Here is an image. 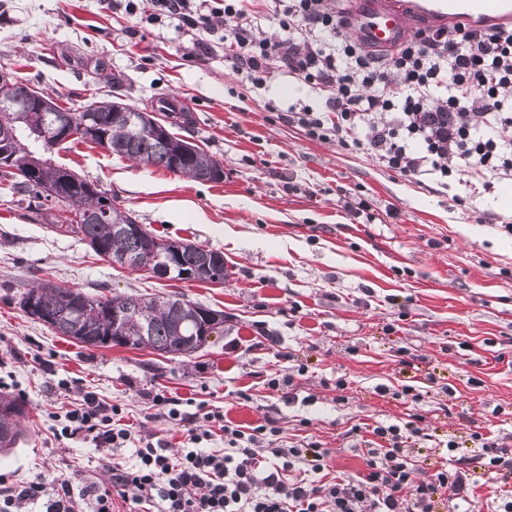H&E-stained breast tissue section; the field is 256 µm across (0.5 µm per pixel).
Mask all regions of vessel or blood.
Wrapping results in <instances>:
<instances>
[{
  "label": "vessel or blood",
  "instance_id": "obj_1",
  "mask_svg": "<svg viewBox=\"0 0 512 512\" xmlns=\"http://www.w3.org/2000/svg\"><path fill=\"white\" fill-rule=\"evenodd\" d=\"M355 37L368 46L397 51L416 25L489 29L512 24V0H346Z\"/></svg>",
  "mask_w": 512,
  "mask_h": 512
}]
</instances>
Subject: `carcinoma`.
I'll return each instance as SVG.
<instances>
[{"label": "carcinoma", "mask_w": 512, "mask_h": 512, "mask_svg": "<svg viewBox=\"0 0 512 512\" xmlns=\"http://www.w3.org/2000/svg\"><path fill=\"white\" fill-rule=\"evenodd\" d=\"M54 109L61 128H71L68 143L91 142L138 165L157 167L198 182H219L224 168L195 143L167 129L146 122L143 111L118 100H92L80 108L64 109L55 98L40 93ZM94 115L89 133L82 129L86 113ZM31 133L17 127L0 135V175L8 179L11 195L35 203H56L69 216L58 219L56 228L85 241L93 252L112 265L135 269L127 261L139 257L143 242L150 237L160 244H176L177 268L171 278L201 283L224 282V254L190 240L176 241L156 235L147 227L133 232L138 223L134 212L116 198L98 189L71 170L54 164L45 153L29 148ZM37 168L29 176L25 169ZM20 305L30 317L54 332L87 347L122 345L112 339V322L120 320L122 333L133 338L135 349H149L161 356L190 357L207 343V321H218L217 334L224 333V312L179 297L125 295L95 297L74 288L39 282L23 293ZM25 405L0 393V449L16 444L22 435Z\"/></svg>", "instance_id": "1"}]
</instances>
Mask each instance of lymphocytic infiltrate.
<instances>
[{"mask_svg": "<svg viewBox=\"0 0 512 512\" xmlns=\"http://www.w3.org/2000/svg\"><path fill=\"white\" fill-rule=\"evenodd\" d=\"M125 0V11L154 25L169 21L189 33L181 46L193 61L223 44L228 60L252 88L272 72L309 85L322 103L289 106L288 127L308 138L337 142L376 166L416 182L492 188L512 181V26L491 32L447 28L411 34L394 55L366 48L348 31L345 0ZM57 389L75 399L51 419L61 435L91 439L99 452L123 447L131 434L120 405L92 392ZM159 413L182 424L191 450L176 452L139 438L134 461L113 463L108 487L88 483L94 512H112L114 499L156 512H436L439 501H467L473 464L512 473V449L473 432L470 454L445 444L452 468L412 479L409 441L423 435V415L379 423L365 440V469L333 483L320 479L330 455L317 441L286 443L278 419L232 424L218 410L182 413L161 391L148 392ZM224 445L207 447L214 430ZM81 512L70 481L0 479V512Z\"/></svg>", "mask_w": 512, "mask_h": 512, "instance_id": "f902f5d3", "label": "lymphocytic infiltrate"}]
</instances>
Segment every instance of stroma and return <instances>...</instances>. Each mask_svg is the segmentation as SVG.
<instances>
[{
    "label": "stroma",
    "mask_w": 512,
    "mask_h": 512,
    "mask_svg": "<svg viewBox=\"0 0 512 512\" xmlns=\"http://www.w3.org/2000/svg\"><path fill=\"white\" fill-rule=\"evenodd\" d=\"M173 25L141 26L116 0H0V71L21 77L68 107L117 93L142 111L158 98L191 113L187 139L224 167L221 182H196L134 165L89 144L61 145L55 164L99 184L136 212L141 224L224 255L218 284L175 282L100 260L50 215L0 190V380L22 395L26 435L0 451V474L105 478L106 460L91 441L52 434L49 415L68 405L54 381L75 379L120 404L125 423L182 447L186 436L158 419L143 393L167 396L226 419L256 425L277 418L290 441H320L330 476L363 471L346 431L405 420L409 405L376 392L434 376L455 399L420 405L432 441L420 442L415 479L443 464L434 441L466 445L471 432L512 437V217L502 185L470 190L417 185L334 142L308 139L278 114L319 100L310 87L274 74L251 91L223 52L185 61ZM106 68L117 85L100 82ZM347 193L367 199L378 221L361 224L339 207ZM47 280L87 294L177 292L224 313V332L193 357L151 350L85 347L27 316L19 300ZM417 358L404 370L399 347ZM305 365L296 400L269 391L267 375ZM345 389H336L337 378Z\"/></svg>",
    "instance_id": "1"
}]
</instances>
